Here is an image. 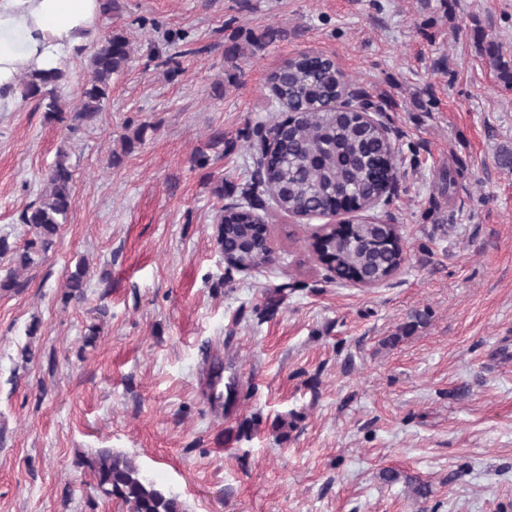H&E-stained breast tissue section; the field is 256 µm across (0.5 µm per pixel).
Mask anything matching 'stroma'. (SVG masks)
<instances>
[{"mask_svg":"<svg viewBox=\"0 0 512 512\" xmlns=\"http://www.w3.org/2000/svg\"><path fill=\"white\" fill-rule=\"evenodd\" d=\"M116 4L97 30L132 55L96 120L71 132L33 99L0 114V238L23 245L59 149L75 189L26 288L0 295V512H123L79 463L101 449L187 512H512V88L476 43L512 54V0ZM303 51L335 60L395 147L371 215L406 261L377 286L330 280L307 245L327 217L268 198L273 264L229 268L217 245L285 116L269 77ZM82 258L86 298L63 303Z\"/></svg>","mask_w":512,"mask_h":512,"instance_id":"stroma-1","label":"stroma"}]
</instances>
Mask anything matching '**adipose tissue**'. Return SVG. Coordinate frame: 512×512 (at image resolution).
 <instances>
[{"mask_svg": "<svg viewBox=\"0 0 512 512\" xmlns=\"http://www.w3.org/2000/svg\"><path fill=\"white\" fill-rule=\"evenodd\" d=\"M99 0H0V112L14 111L23 71L64 68L96 39Z\"/></svg>", "mask_w": 512, "mask_h": 512, "instance_id": "adipose-tissue-1", "label": "adipose tissue"}]
</instances>
